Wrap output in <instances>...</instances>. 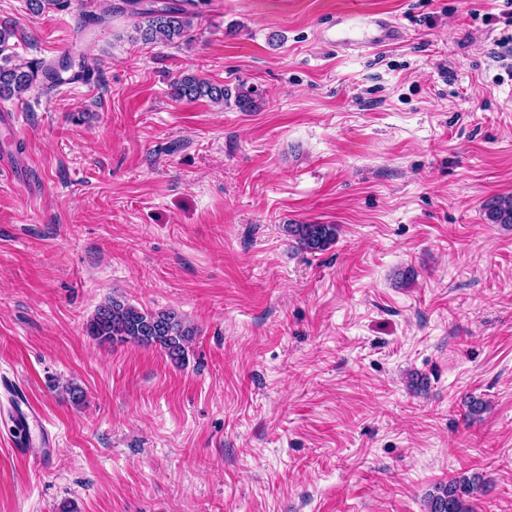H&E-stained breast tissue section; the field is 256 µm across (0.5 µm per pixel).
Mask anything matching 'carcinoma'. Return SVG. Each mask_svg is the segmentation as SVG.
Segmentation results:
<instances>
[{
	"mask_svg": "<svg viewBox=\"0 0 512 512\" xmlns=\"http://www.w3.org/2000/svg\"><path fill=\"white\" fill-rule=\"evenodd\" d=\"M125 8L137 20L135 30L145 44L157 41H181L200 16V0H178L160 7L146 6L142 0H124ZM63 82L60 71L40 62L20 65H0V96L21 95L45 82ZM171 95L176 100L195 101L207 98L213 103L224 104L235 97V105L242 112L259 107L256 90L239 87L236 92L222 84H215L197 74H182L171 84ZM488 217L493 224L512 225V198L491 206ZM289 237L303 249L318 253L336 242L334 224H287ZM88 336L101 345L131 344L154 347L176 367L185 364L188 344L195 330L176 309L152 310L138 308L120 297H112L99 304L86 323ZM487 486V479L480 471L462 473L435 487L428 494L426 512H473L471 500Z\"/></svg>",
	"mask_w": 512,
	"mask_h": 512,
	"instance_id": "obj_1",
	"label": "carcinoma"
}]
</instances>
